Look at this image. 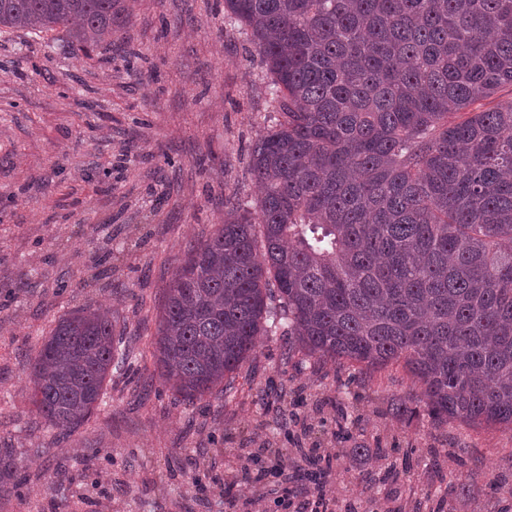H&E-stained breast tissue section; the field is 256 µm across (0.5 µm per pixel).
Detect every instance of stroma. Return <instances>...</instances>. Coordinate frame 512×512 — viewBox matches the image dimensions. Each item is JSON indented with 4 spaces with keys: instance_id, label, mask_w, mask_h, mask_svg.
<instances>
[{
    "instance_id": "35a3bbf8",
    "label": "stroma",
    "mask_w": 512,
    "mask_h": 512,
    "mask_svg": "<svg viewBox=\"0 0 512 512\" xmlns=\"http://www.w3.org/2000/svg\"><path fill=\"white\" fill-rule=\"evenodd\" d=\"M128 6L88 57L55 33L0 30V512H282L326 468L361 512H460L465 483L481 512H512L488 486L512 464V431L396 412L416 391L403 364L320 362L289 349L283 326L230 396L188 406L161 383L166 289L223 223L226 195L255 205L250 151L274 102L224 0ZM85 306L131 338L135 371L63 438L38 417L28 372L54 323ZM260 460L282 475L255 482Z\"/></svg>"
}]
</instances>
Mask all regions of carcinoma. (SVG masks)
Wrapping results in <instances>:
<instances>
[{"mask_svg":"<svg viewBox=\"0 0 512 512\" xmlns=\"http://www.w3.org/2000/svg\"><path fill=\"white\" fill-rule=\"evenodd\" d=\"M275 90L254 142L257 217L224 223L171 279L159 377L189 403L273 336L312 357L402 362L438 420L512 427V0H224ZM124 0H0V27L64 32L85 55ZM261 233H256V226ZM279 301L275 312L271 301ZM123 337L88 308L31 366L37 414L73 431L124 367Z\"/></svg>","mask_w":512,"mask_h":512,"instance_id":"obj_1","label":"carcinoma"}]
</instances>
